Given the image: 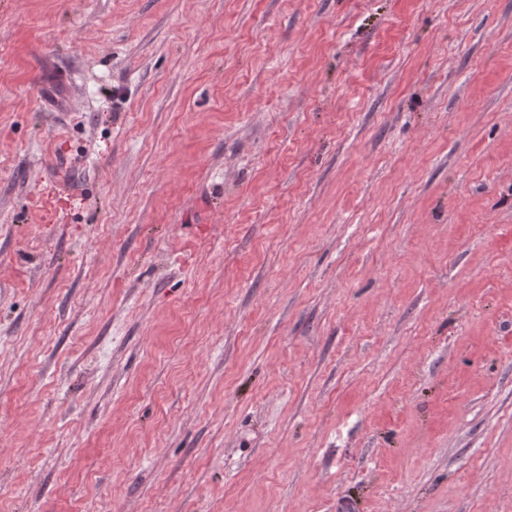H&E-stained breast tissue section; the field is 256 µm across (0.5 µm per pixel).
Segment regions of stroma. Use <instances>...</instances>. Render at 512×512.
<instances>
[{
    "label": "stroma",
    "mask_w": 512,
    "mask_h": 512,
    "mask_svg": "<svg viewBox=\"0 0 512 512\" xmlns=\"http://www.w3.org/2000/svg\"><path fill=\"white\" fill-rule=\"evenodd\" d=\"M0 512H512V0H0Z\"/></svg>",
    "instance_id": "stroma-1"
}]
</instances>
